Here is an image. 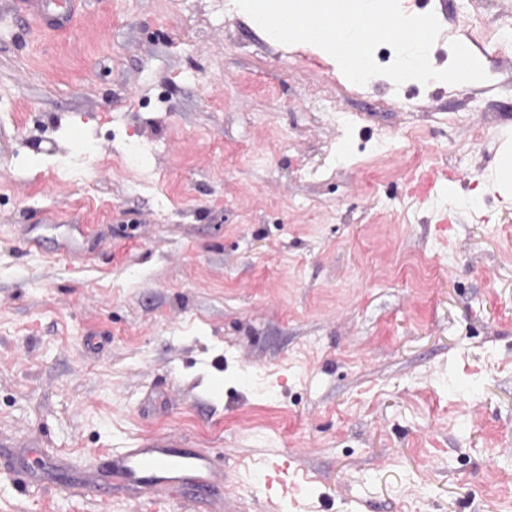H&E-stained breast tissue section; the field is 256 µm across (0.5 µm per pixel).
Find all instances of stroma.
<instances>
[{"label":"stroma","instance_id":"stroma-1","mask_svg":"<svg viewBox=\"0 0 512 512\" xmlns=\"http://www.w3.org/2000/svg\"><path fill=\"white\" fill-rule=\"evenodd\" d=\"M75 12L0 0V512H150L82 479L155 434L235 474L177 512H512V42L357 87L233 0ZM75 1L22 0L28 14L33 15L44 28L58 31L69 26Z\"/></svg>","mask_w":512,"mask_h":512}]
</instances>
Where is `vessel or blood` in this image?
Here are the masks:
<instances>
[{"label":"vessel or blood","instance_id":"b4317fda","mask_svg":"<svg viewBox=\"0 0 512 512\" xmlns=\"http://www.w3.org/2000/svg\"><path fill=\"white\" fill-rule=\"evenodd\" d=\"M25 10L44 28L58 31L69 26L73 0H22ZM96 476L93 490L100 502H107L113 483L133 488L146 504L173 502L185 488L207 496L234 481L232 471L218 467L208 454L182 447L164 436L148 435L136 447L123 449L106 461L89 460Z\"/></svg>","mask_w":512,"mask_h":512}]
</instances>
